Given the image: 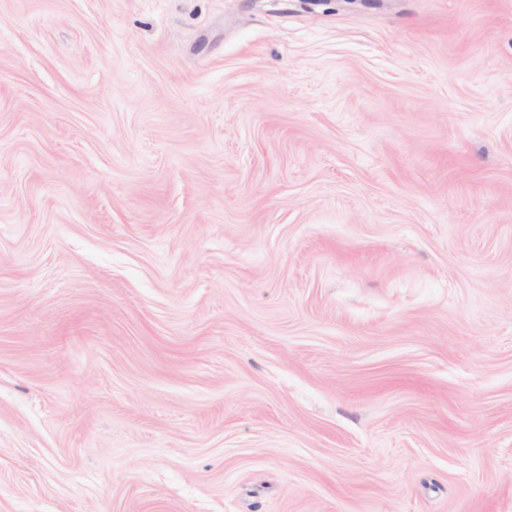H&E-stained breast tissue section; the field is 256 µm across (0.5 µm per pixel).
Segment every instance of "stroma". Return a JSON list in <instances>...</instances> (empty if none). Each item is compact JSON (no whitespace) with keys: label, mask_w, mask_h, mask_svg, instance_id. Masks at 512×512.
<instances>
[{"label":"stroma","mask_w":512,"mask_h":512,"mask_svg":"<svg viewBox=\"0 0 512 512\" xmlns=\"http://www.w3.org/2000/svg\"><path fill=\"white\" fill-rule=\"evenodd\" d=\"M0 512H512V0H0Z\"/></svg>","instance_id":"35a3bbf8"}]
</instances>
